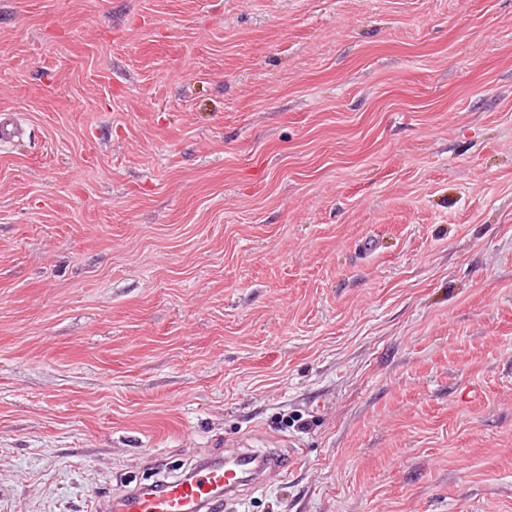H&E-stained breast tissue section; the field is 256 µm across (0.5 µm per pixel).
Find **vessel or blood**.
Here are the masks:
<instances>
[{"label":"vessel or blood","mask_w":512,"mask_h":512,"mask_svg":"<svg viewBox=\"0 0 512 512\" xmlns=\"http://www.w3.org/2000/svg\"><path fill=\"white\" fill-rule=\"evenodd\" d=\"M286 468L273 452L258 457L229 451L224 461L202 465L194 474L165 482L157 490L125 492L112 500V512H222L224 497L237 492L248 471L280 473Z\"/></svg>","instance_id":"1"}]
</instances>
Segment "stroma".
<instances>
[{
	"label": "stroma",
	"mask_w": 512,
	"mask_h": 512,
	"mask_svg": "<svg viewBox=\"0 0 512 512\" xmlns=\"http://www.w3.org/2000/svg\"><path fill=\"white\" fill-rule=\"evenodd\" d=\"M1 109L0 512H512V0H0ZM255 456L230 450L224 458L226 465L223 461L206 463L189 477L167 481L158 490L143 488L113 497L110 512H221L224 495L235 494L244 483L258 479L265 471L279 474L291 464H285L275 451L264 453L265 457ZM251 463L257 473L249 480L245 474L251 471ZM228 464L233 469H228Z\"/></svg>",
	"instance_id": "1"
}]
</instances>
